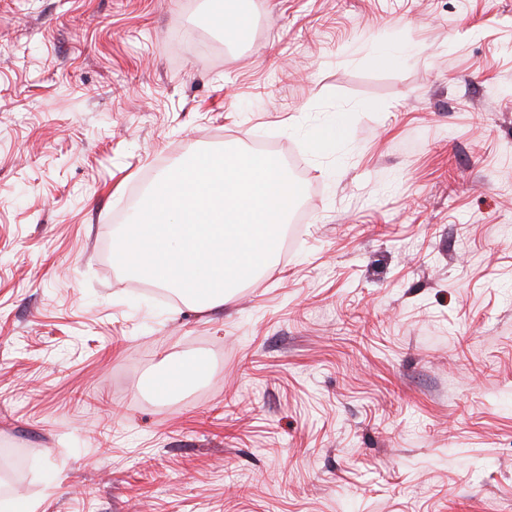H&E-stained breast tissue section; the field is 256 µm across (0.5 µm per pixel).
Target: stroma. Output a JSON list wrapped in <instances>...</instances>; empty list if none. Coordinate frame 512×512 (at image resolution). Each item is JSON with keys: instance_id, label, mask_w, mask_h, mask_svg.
I'll return each mask as SVG.
<instances>
[{"instance_id": "35a3bbf8", "label": "stroma", "mask_w": 512, "mask_h": 512, "mask_svg": "<svg viewBox=\"0 0 512 512\" xmlns=\"http://www.w3.org/2000/svg\"><path fill=\"white\" fill-rule=\"evenodd\" d=\"M242 3L0 0V498L512 512V0ZM261 144L303 194L224 308L113 264L160 173ZM215 2L217 4L216 16L224 30L225 40H238L244 30V17L239 7V1L218 0ZM408 51L407 43L389 39L378 46L375 59L380 63H391L402 58ZM350 113L339 112L336 117L327 121L319 132L310 139L309 146L320 155L331 154L336 151L337 146L342 142L350 125ZM179 383L178 389L192 383L201 376L205 370L204 364L200 361L181 362L172 366ZM176 378L173 372L168 371L149 381V388L156 393H167L175 383Z\"/></svg>"}]
</instances>
